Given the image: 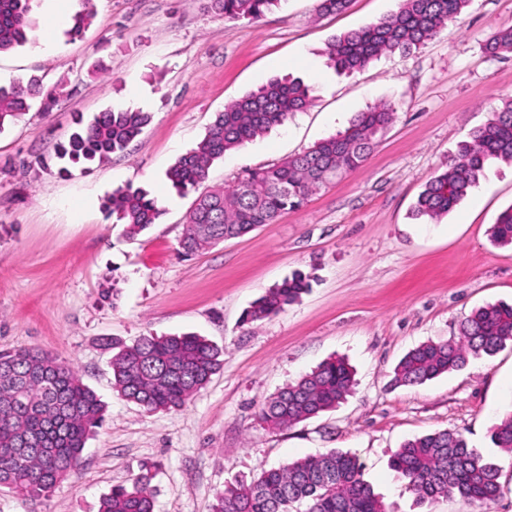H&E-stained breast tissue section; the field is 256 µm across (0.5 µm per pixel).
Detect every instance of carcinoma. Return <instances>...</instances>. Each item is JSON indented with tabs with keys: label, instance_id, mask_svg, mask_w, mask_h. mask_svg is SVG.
<instances>
[{
	"label": "carcinoma",
	"instance_id": "cac0c4a2",
	"mask_svg": "<svg viewBox=\"0 0 512 512\" xmlns=\"http://www.w3.org/2000/svg\"><path fill=\"white\" fill-rule=\"evenodd\" d=\"M72 32L78 34L95 13L92 0H78ZM281 0H207V7L229 21L261 18ZM471 0H401L399 10L334 37L326 54L336 69L354 72L374 59L424 46L457 19ZM30 0H0V53L30 41ZM492 54L512 53V29L497 31L485 43ZM311 90L294 79H276L240 97L217 114L204 137L167 172L172 186L186 192L203 184L212 164L284 124L305 110ZM47 112L56 87L37 77L0 85V131L29 112L34 103ZM395 108L380 103L357 113L348 126L307 150L270 166L246 171L229 188L200 194L184 224L179 245L191 254L226 239L242 237L281 213L300 208L319 187L359 169L395 119ZM149 113L105 110L89 122L75 119V130L59 144L56 159L69 165L103 164L123 152L148 124ZM512 163V99L473 128L459 152L426 183L414 216L436 220L448 214L478 186L487 165ZM115 223L132 236L156 223L163 209L156 199L128 184L104 203ZM491 240L512 246V206L501 212ZM310 288L297 273L267 289L248 310L246 321H262L296 302ZM512 343V304L490 303L465 317L458 339L428 341L397 364L393 381L418 386L462 367L471 356H492ZM112 386L124 400L147 411L185 406L223 366L224 349L195 334L142 336L131 345H112ZM353 372L342 359H328L268 397L259 410L272 429H285L336 407L352 390ZM105 408L70 363L38 349L0 352V490L41 497L81 466L86 441L104 421ZM490 439L512 452V414L490 429ZM391 467L420 503L456 498L466 512H490L501 495L499 469L484 461L458 433L443 430L406 441ZM387 512L363 479L358 458L330 450L288 461L224 487L212 512ZM100 512H154L149 479L112 488Z\"/></svg>",
	"mask_w": 512,
	"mask_h": 512
}]
</instances>
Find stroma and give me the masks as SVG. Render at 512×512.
<instances>
[{"label":"stroma","mask_w":512,"mask_h":512,"mask_svg":"<svg viewBox=\"0 0 512 512\" xmlns=\"http://www.w3.org/2000/svg\"><path fill=\"white\" fill-rule=\"evenodd\" d=\"M400 0H351L333 15L317 0H281L256 21L229 22L205 0H94L81 37L31 0L51 51L35 44L0 55V84L39 75L60 85L51 111L29 112L0 131V350H46L72 363L106 405L79 472L48 496L0 491V512H98L101 499L151 476L155 512H211L226 484L293 459L350 451L389 512H463L455 500L417 505L390 464L405 441L460 433L500 469L491 512H512V454L490 428L512 412V345L470 358L420 386L393 370L412 348L455 336L460 320L512 303V248L489 229L512 206V164L491 163L448 215L412 217L424 184L456 155L469 131L512 97V54L482 48L512 28V0H472L440 36L384 55L350 75L325 54L329 40L386 16ZM290 75L313 102L284 125L216 161L207 187L231 185L343 129L367 106L396 107L394 123L365 164L312 194L302 208L194 256L178 251L196 191L177 194L166 172L194 147L217 112L270 79ZM112 109L150 121L101 166L58 172L53 157L74 129ZM49 159L19 169L23 159ZM133 184L158 199V224L130 238L102 209ZM309 290L278 315L244 317L266 289L292 273ZM115 287L112 298L102 289ZM195 333L224 349V365L182 409L146 412L112 388V342ZM346 357L355 386L335 409L284 430L259 417L263 401L331 356Z\"/></svg>","instance_id":"obj_1"}]
</instances>
